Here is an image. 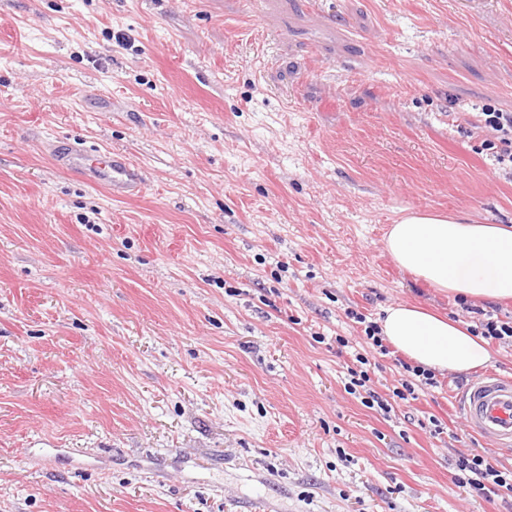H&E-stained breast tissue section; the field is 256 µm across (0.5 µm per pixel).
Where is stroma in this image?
Masks as SVG:
<instances>
[{
	"instance_id": "obj_1",
	"label": "stroma",
	"mask_w": 512,
	"mask_h": 512,
	"mask_svg": "<svg viewBox=\"0 0 512 512\" xmlns=\"http://www.w3.org/2000/svg\"><path fill=\"white\" fill-rule=\"evenodd\" d=\"M487 104L512 0H0V512H512L454 479L512 468L455 405L484 370L387 417L345 389L351 312L472 323L385 236L512 224ZM74 140L143 193L56 168ZM51 155L59 168L80 174L113 198H133L143 192L142 167L124 152L89 150L78 143L55 146Z\"/></svg>"
}]
</instances>
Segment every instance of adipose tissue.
Here are the masks:
<instances>
[{"label":"adipose tissue","instance_id":"ef3b65f1","mask_svg":"<svg viewBox=\"0 0 512 512\" xmlns=\"http://www.w3.org/2000/svg\"><path fill=\"white\" fill-rule=\"evenodd\" d=\"M385 247L394 262L431 287L472 300L512 299V226L410 212L392 224ZM400 353L435 371L467 373L489 363L483 338L461 322L396 304L378 320Z\"/></svg>","mask_w":512,"mask_h":512}]
</instances>
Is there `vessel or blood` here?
<instances>
[{
  "instance_id": "obj_1",
  "label": "vessel or blood",
  "mask_w": 512,
  "mask_h": 512,
  "mask_svg": "<svg viewBox=\"0 0 512 512\" xmlns=\"http://www.w3.org/2000/svg\"><path fill=\"white\" fill-rule=\"evenodd\" d=\"M51 155L59 168L80 174L112 197L133 198L143 191L142 168L126 153L78 143L54 147ZM458 406L474 434L495 447H512V377L485 373L462 389Z\"/></svg>"
}]
</instances>
